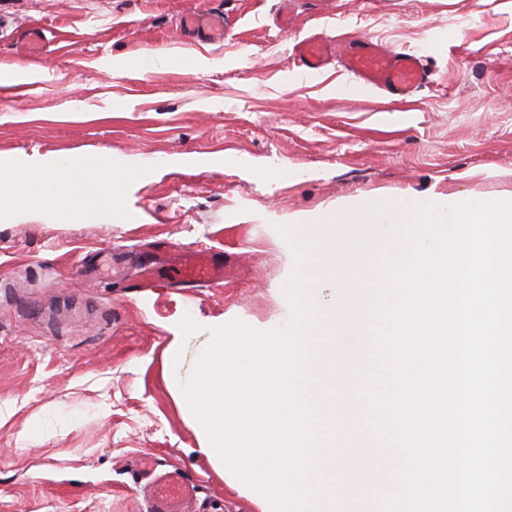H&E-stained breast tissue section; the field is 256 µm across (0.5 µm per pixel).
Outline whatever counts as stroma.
Wrapping results in <instances>:
<instances>
[{"mask_svg": "<svg viewBox=\"0 0 512 512\" xmlns=\"http://www.w3.org/2000/svg\"><path fill=\"white\" fill-rule=\"evenodd\" d=\"M216 6L223 42L157 65L180 18ZM301 8L281 31L276 0H0V156L66 157L87 180L106 157L120 176L106 203L0 208V512H142L143 454L199 483L192 512H256L200 453L176 384L209 329L285 325L295 255L280 227L379 194L512 195V9ZM32 24L48 43L27 58L15 34ZM308 34L418 51L433 80L404 112L371 90L348 94L334 69L302 81L289 47ZM25 79L38 89L12 90ZM160 239L220 253L223 284L129 293ZM186 317L200 327L188 338Z\"/></svg>", "mask_w": 512, "mask_h": 512, "instance_id": "1", "label": "stroma"}]
</instances>
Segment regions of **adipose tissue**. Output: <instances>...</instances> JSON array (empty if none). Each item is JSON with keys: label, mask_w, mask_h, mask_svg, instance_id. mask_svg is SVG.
<instances>
[{"label": "adipose tissue", "mask_w": 512, "mask_h": 512, "mask_svg": "<svg viewBox=\"0 0 512 512\" xmlns=\"http://www.w3.org/2000/svg\"><path fill=\"white\" fill-rule=\"evenodd\" d=\"M74 172V165L67 160L36 174L31 168L1 159L0 185L12 193L14 208L28 209L48 199L81 197L83 181Z\"/></svg>", "instance_id": "ef3b65f1"}]
</instances>
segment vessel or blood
<instances>
[{
  "instance_id": "obj_1",
  "label": "vessel or blood",
  "mask_w": 512,
  "mask_h": 512,
  "mask_svg": "<svg viewBox=\"0 0 512 512\" xmlns=\"http://www.w3.org/2000/svg\"><path fill=\"white\" fill-rule=\"evenodd\" d=\"M183 25L195 32L197 44H208L224 31V11L184 19ZM295 73L306 81L318 78L339 66L352 90L370 89L402 106L431 79L426 55L407 52L372 40L349 42L337 52L333 41L310 35L296 42L291 51ZM172 284L177 288H203L224 279V264L207 250L183 249L174 259ZM196 492V485L179 468L156 476L151 486L149 512H186L185 504Z\"/></svg>"
}]
</instances>
